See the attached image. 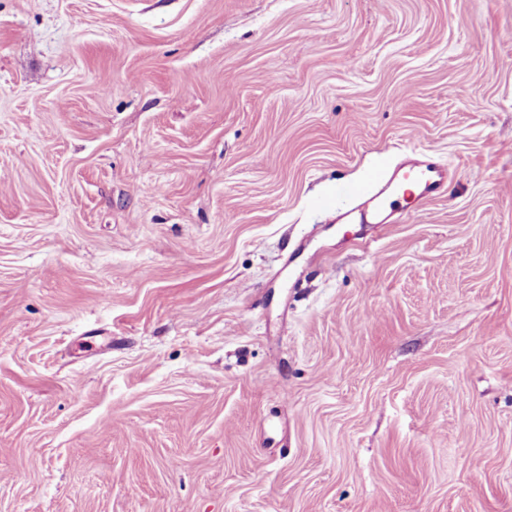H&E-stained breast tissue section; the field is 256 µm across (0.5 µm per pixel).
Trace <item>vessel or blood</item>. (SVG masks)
Segmentation results:
<instances>
[{
	"label": "vessel or blood",
	"mask_w": 512,
	"mask_h": 512,
	"mask_svg": "<svg viewBox=\"0 0 512 512\" xmlns=\"http://www.w3.org/2000/svg\"><path fill=\"white\" fill-rule=\"evenodd\" d=\"M448 187V169L428 154H411L391 169L373 170L363 183L343 186L345 195L357 199V207L336 210L337 224H387L412 217Z\"/></svg>",
	"instance_id": "vessel-or-blood-1"
}]
</instances>
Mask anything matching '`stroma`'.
I'll list each match as a JSON object with an SVG mask.
<instances>
[{
	"label": "stroma",
	"mask_w": 512,
	"mask_h": 512,
	"mask_svg": "<svg viewBox=\"0 0 512 512\" xmlns=\"http://www.w3.org/2000/svg\"><path fill=\"white\" fill-rule=\"evenodd\" d=\"M0 512H512V0H0ZM406 183H412L414 190L405 189ZM447 188L448 167L426 153H413L393 169H374L364 183L344 185L345 195L364 199L356 208L327 210L335 214L333 224H388L397 216L403 220L420 213Z\"/></svg>",
	"instance_id": "35a3bbf8"
}]
</instances>
